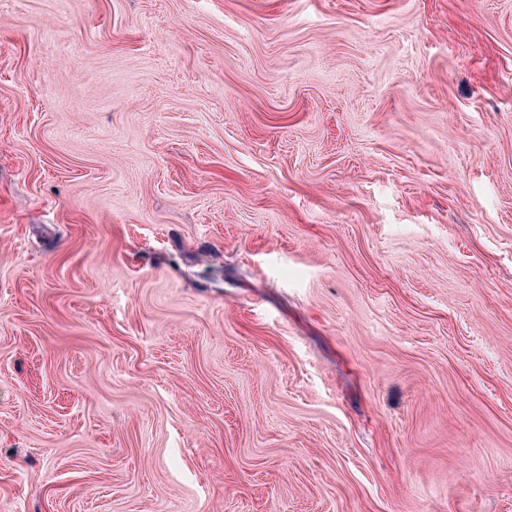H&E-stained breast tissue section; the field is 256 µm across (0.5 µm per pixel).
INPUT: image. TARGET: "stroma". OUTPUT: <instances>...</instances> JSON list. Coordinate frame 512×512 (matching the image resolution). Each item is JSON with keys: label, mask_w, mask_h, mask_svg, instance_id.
<instances>
[{"label": "stroma", "mask_w": 512, "mask_h": 512, "mask_svg": "<svg viewBox=\"0 0 512 512\" xmlns=\"http://www.w3.org/2000/svg\"><path fill=\"white\" fill-rule=\"evenodd\" d=\"M0 512H512V0H0Z\"/></svg>", "instance_id": "35a3bbf8"}]
</instances>
